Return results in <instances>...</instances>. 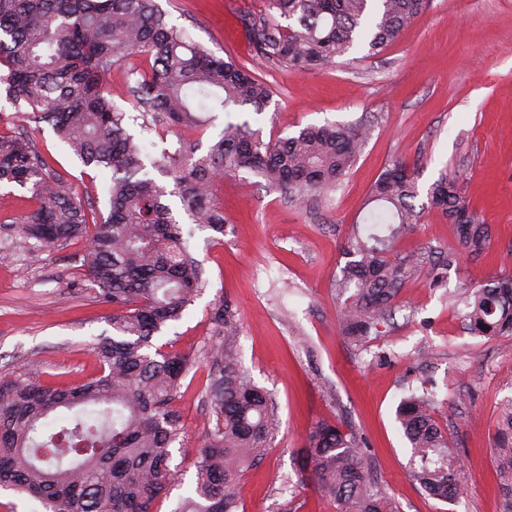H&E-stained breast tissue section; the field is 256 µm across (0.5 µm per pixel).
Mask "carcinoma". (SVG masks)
<instances>
[{"mask_svg": "<svg viewBox=\"0 0 512 512\" xmlns=\"http://www.w3.org/2000/svg\"><path fill=\"white\" fill-rule=\"evenodd\" d=\"M429 0H267L244 19L256 55L297 70L334 63L356 46L373 54L395 41ZM127 70L136 102L112 100V69ZM0 89L14 108L49 124L82 164L109 176V213L89 222L66 178L49 168L31 138L0 137V186L36 201L14 220L16 245L31 250L83 239L82 267L100 299L112 304V336L95 343L98 374L54 388L33 379L0 381V488L39 500L48 512H158L174 477L173 446L184 426L174 401L194 366L184 352L156 346L205 284L204 268L184 239L167 197L176 195L194 223L224 233L214 185L248 170L296 197L321 195L353 166L368 139L361 124L306 126L265 141L249 122L229 121L207 151L177 142L163 161H147L130 132L194 128L209 112H263L273 92L263 80L216 56L169 23L155 0H0ZM171 178L173 189L151 173ZM415 171L395 160L373 183L364 226L349 239V260L336 281L349 293L342 333L361 340L391 314L406 281L427 272L439 285L451 260L430 247L396 249L420 220ZM430 208L452 224L459 248L479 256L490 229L461 196L458 179L442 174L429 187ZM465 318L476 336H512V278L466 290ZM211 320L224 347L210 351L207 397L213 427L196 464L195 487L179 512H238L236 487L271 446L279 429L272 394L242 368L234 350L237 307L214 304ZM434 395L406 396L396 419L408 442L412 477L431 497L460 495L461 458L433 416ZM362 440L319 422L309 431L299 470L310 475L337 512H400L378 487ZM501 512H512V399L492 439Z\"/></svg>", "mask_w": 512, "mask_h": 512, "instance_id": "carcinoma-1", "label": "carcinoma"}]
</instances>
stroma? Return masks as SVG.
<instances>
[{
  "label": "stroma",
  "mask_w": 512,
  "mask_h": 512,
  "mask_svg": "<svg viewBox=\"0 0 512 512\" xmlns=\"http://www.w3.org/2000/svg\"><path fill=\"white\" fill-rule=\"evenodd\" d=\"M171 24L268 83L271 105L250 114L263 139L308 125L364 123L368 142L335 188L298 200L251 172L217 186L226 235L194 227L189 244L205 268L201 295L162 336L196 363L175 406L187 436L173 461L178 481L160 503L176 512L195 483V461L210 427L206 389L211 347L223 345L210 319L230 298L242 319L236 348L254 380L277 404L279 432L239 484L242 512H336L313 482H300L297 452L317 421L352 428L380 488L402 512H500L491 438L502 401L512 399V336L469 333L461 286L512 276V0H430L428 10L379 53L358 47L338 63L304 71L260 60L242 19L265 0H159ZM27 133L48 165L67 177L75 200L107 215L101 178L53 132L16 111L0 93V137ZM414 169L420 192L440 173L459 175L461 194L492 227L478 259L457 255L451 224L434 211L401 240L410 249L452 253L448 279L409 281L377 333L354 344L338 315L336 287L346 247L370 186L393 160ZM79 239L27 252L0 232V378L23 376L53 387L93 377V345L111 335L110 304L90 289ZM428 390L435 417L466 463L452 503L429 497L409 476L410 450L395 409Z\"/></svg>",
  "instance_id": "obj_1"
}]
</instances>
